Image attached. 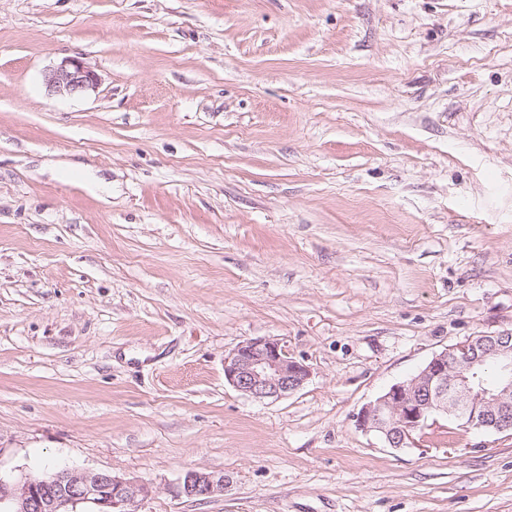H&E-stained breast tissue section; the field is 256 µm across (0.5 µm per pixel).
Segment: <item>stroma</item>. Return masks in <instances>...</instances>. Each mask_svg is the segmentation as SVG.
<instances>
[{
  "mask_svg": "<svg viewBox=\"0 0 512 512\" xmlns=\"http://www.w3.org/2000/svg\"><path fill=\"white\" fill-rule=\"evenodd\" d=\"M66 57L97 88L48 91ZM503 330L512 0H0V479L105 471L152 485L138 512H512V434L440 417L397 450L355 422ZM260 337L298 392L225 382ZM188 468L224 494L175 498ZM309 376L308 366L289 356L276 339H251L224 359L227 383L259 401L291 395L303 387Z\"/></svg>",
  "mask_w": 512,
  "mask_h": 512,
  "instance_id": "obj_1",
  "label": "stroma"
}]
</instances>
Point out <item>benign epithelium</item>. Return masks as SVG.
<instances>
[{
  "instance_id": "benign-epithelium-1",
  "label": "benign epithelium",
  "mask_w": 512,
  "mask_h": 512,
  "mask_svg": "<svg viewBox=\"0 0 512 512\" xmlns=\"http://www.w3.org/2000/svg\"><path fill=\"white\" fill-rule=\"evenodd\" d=\"M49 90L80 94L98 84L97 74L80 59L61 60L45 74ZM496 364L502 376L490 389L478 383L481 368ZM310 376L304 363L288 355L276 339L256 338L238 345L224 359L229 385L255 400H278L301 389ZM461 423L466 430L512 431V333L502 331L467 338L436 353L412 377L392 385L365 404L356 416L359 429L373 432L390 448H406L436 414ZM222 473L188 469L174 493L188 501L224 494ZM147 483L108 472L63 469L14 484L0 479V503L12 512H137L151 496Z\"/></svg>"
}]
</instances>
